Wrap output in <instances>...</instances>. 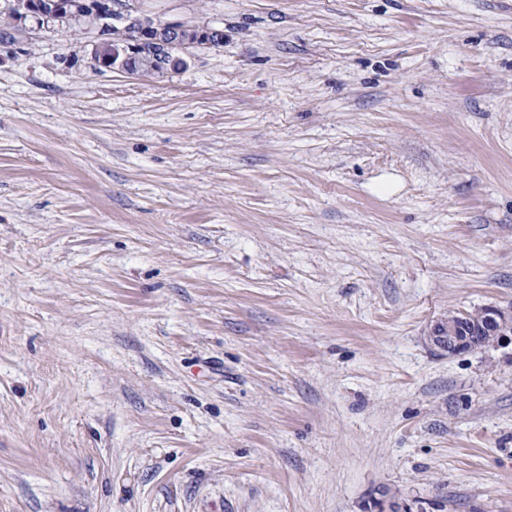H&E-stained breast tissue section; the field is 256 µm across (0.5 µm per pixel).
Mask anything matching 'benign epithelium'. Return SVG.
<instances>
[{
    "mask_svg": "<svg viewBox=\"0 0 512 512\" xmlns=\"http://www.w3.org/2000/svg\"><path fill=\"white\" fill-rule=\"evenodd\" d=\"M12 21L0 28V64L25 51L28 37L36 31H51L70 22H79L93 33L84 46L89 67L139 75L136 62L145 56L155 64L153 73L167 75L182 68V51L191 46L187 33L198 42L224 43V29L208 23L161 22L137 13L128 0H56L51 9L36 8L31 0H11ZM125 25L136 30L126 41L112 42V27ZM512 341V308L486 306L478 311H456L448 321L431 328L429 340L436 347L457 355L505 340Z\"/></svg>",
    "mask_w": 512,
    "mask_h": 512,
    "instance_id": "benign-epithelium-1",
    "label": "benign epithelium"
}]
</instances>
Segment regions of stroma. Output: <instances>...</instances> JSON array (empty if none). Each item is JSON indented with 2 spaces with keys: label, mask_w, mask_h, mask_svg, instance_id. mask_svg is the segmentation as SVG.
Masks as SVG:
<instances>
[{
  "label": "stroma",
  "mask_w": 512,
  "mask_h": 512,
  "mask_svg": "<svg viewBox=\"0 0 512 512\" xmlns=\"http://www.w3.org/2000/svg\"><path fill=\"white\" fill-rule=\"evenodd\" d=\"M135 5L0 65V512H512V0ZM10 2L11 24L0 28V64L24 52L32 32L52 31L70 22H79L82 30L94 34L84 46L89 67L94 70L139 75L136 62L148 56L155 64L152 73L165 76L186 64L181 53L195 45L187 38L188 32L195 35L196 43L224 44L223 28L208 23L161 22L148 14H136L127 0H56L57 6L47 10L34 6L45 4L44 0H33V4L30 0ZM11 14L6 8L0 11V26L9 24ZM123 24L133 27L136 34L131 35V29L123 27L112 30ZM111 36L115 41L130 37L113 44ZM220 44L211 47H221ZM430 335L433 345L448 351V355L512 341V308L491 305L475 312L448 313V322L434 324Z\"/></svg>",
  "instance_id": "obj_1"
}]
</instances>
